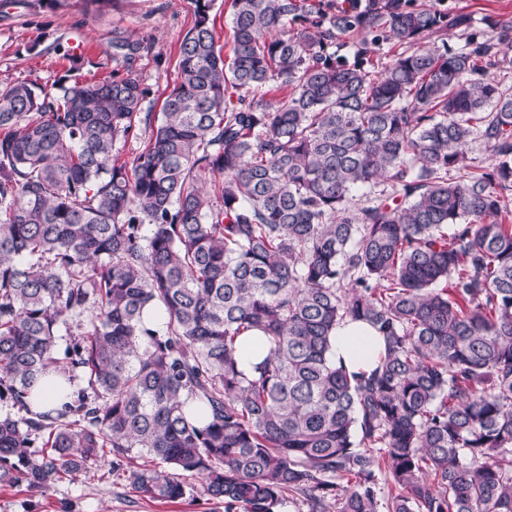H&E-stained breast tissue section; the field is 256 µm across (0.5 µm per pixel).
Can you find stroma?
Segmentation results:
<instances>
[{
	"instance_id": "obj_1",
	"label": "stroma",
	"mask_w": 512,
	"mask_h": 512,
	"mask_svg": "<svg viewBox=\"0 0 512 512\" xmlns=\"http://www.w3.org/2000/svg\"><path fill=\"white\" fill-rule=\"evenodd\" d=\"M443 2L450 13L472 20L512 22V0H423ZM195 20L191 0H0V77L37 86L63 79L98 81L123 72L113 59L112 41L128 37L145 49L133 68L150 95L148 112L160 111L177 78L179 47ZM176 503L151 500L133 491L124 476L88 473L33 494L0 484V512H224L208 499L199 479Z\"/></svg>"
}]
</instances>
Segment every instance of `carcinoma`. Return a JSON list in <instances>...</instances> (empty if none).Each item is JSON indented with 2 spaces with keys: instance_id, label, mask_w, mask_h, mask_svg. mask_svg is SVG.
I'll list each match as a JSON object with an SVG mask.
<instances>
[{
  "instance_id": "carcinoma-1",
  "label": "carcinoma",
  "mask_w": 512,
  "mask_h": 512,
  "mask_svg": "<svg viewBox=\"0 0 512 512\" xmlns=\"http://www.w3.org/2000/svg\"><path fill=\"white\" fill-rule=\"evenodd\" d=\"M212 2L192 0L158 113L131 69L0 78V401L20 413L0 415V483L45 491L107 459L147 498L197 477L225 512L287 494L512 512V23L231 0L226 60ZM453 27L460 47L423 46ZM386 43L403 51L378 70ZM144 49L112 41L126 63ZM273 83L289 93L266 99ZM143 124L129 162L117 143ZM347 319L383 341L369 373L328 358ZM255 332L268 353L247 377ZM50 369L70 400L38 411ZM258 336V334H252L242 341L239 369L247 376L253 372L254 366L259 364L267 354V351L261 347Z\"/></svg>"
}]
</instances>
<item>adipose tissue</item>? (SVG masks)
Wrapping results in <instances>:
<instances>
[{"instance_id": "1", "label": "adipose tissue", "mask_w": 512, "mask_h": 512, "mask_svg": "<svg viewBox=\"0 0 512 512\" xmlns=\"http://www.w3.org/2000/svg\"><path fill=\"white\" fill-rule=\"evenodd\" d=\"M383 343L367 323L346 320L340 322L331 334L329 358L333 363H344L351 371H372Z\"/></svg>"}]
</instances>
